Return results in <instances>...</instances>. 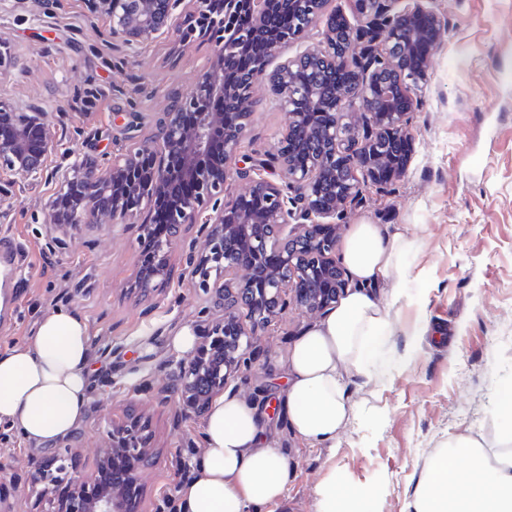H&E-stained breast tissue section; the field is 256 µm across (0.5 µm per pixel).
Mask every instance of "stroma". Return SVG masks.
<instances>
[{
	"mask_svg": "<svg viewBox=\"0 0 512 512\" xmlns=\"http://www.w3.org/2000/svg\"><path fill=\"white\" fill-rule=\"evenodd\" d=\"M445 23L410 117L413 150L391 192L370 187L347 224H412L419 245L408 260L406 295L392 313L394 333L367 375L353 380L356 420L335 448L309 446L287 425L285 356L311 316L289 307L264 326L260 349L235 380L287 454L294 477L288 512H321L324 493L368 487L375 512H402L431 455L459 435L498 444V386L512 382V0H433ZM111 20L84 0H0V99L47 113L54 149L36 182L8 173L0 193V351L29 336L43 313L76 310L86 321L93 368L84 425L51 449L25 445L0 423V466L15 479L0 491V512H56L59 490L39 496L31 459L65 453L70 471L89 473L113 423L135 415L146 426L155 466L140 475L139 512H155L185 483L179 463L196 464L203 422L178 420L160 403L175 367L170 338L202 330L221 310L197 288L188 260L201 242L182 229L168 280L150 295L134 287L137 224H83L50 236L46 204L55 170L74 157L111 163L156 132L170 91H192L212 57L209 42L162 38L113 45ZM284 117L268 87L254 93L237 153L276 154ZM430 333L413 337L419 321Z\"/></svg>",
	"mask_w": 512,
	"mask_h": 512,
	"instance_id": "35a3bbf8",
	"label": "stroma"
}]
</instances>
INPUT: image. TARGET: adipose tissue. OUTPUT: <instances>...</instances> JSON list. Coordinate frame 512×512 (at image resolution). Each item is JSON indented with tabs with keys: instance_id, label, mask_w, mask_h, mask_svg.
<instances>
[{
	"instance_id": "ef3b65f1",
	"label": "adipose tissue",
	"mask_w": 512,
	"mask_h": 512,
	"mask_svg": "<svg viewBox=\"0 0 512 512\" xmlns=\"http://www.w3.org/2000/svg\"><path fill=\"white\" fill-rule=\"evenodd\" d=\"M415 247L411 225H354L340 258L351 288L319 323L307 327L287 357L291 383L284 410L295 434L335 447L354 419L349 384L365 375L391 334V313ZM92 360L79 313L43 314L22 343L0 352V423L27 443L49 447L72 435L87 415ZM506 422L502 447L469 435L449 439L430 458L403 512H512V383L496 391ZM204 450L179 490L180 512H281L293 470L251 401L217 398L205 418Z\"/></svg>"
}]
</instances>
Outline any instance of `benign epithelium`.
I'll return each instance as SVG.
<instances>
[{"instance_id": "1", "label": "benign epithelium", "mask_w": 512, "mask_h": 512, "mask_svg": "<svg viewBox=\"0 0 512 512\" xmlns=\"http://www.w3.org/2000/svg\"><path fill=\"white\" fill-rule=\"evenodd\" d=\"M126 2L118 12L116 0H87L90 14L112 20L113 42L132 48L166 36L184 44L198 33L213 43V62L191 94L168 97L156 135L137 154L107 166L76 158L63 167L46 223L51 233L79 224L114 228L144 201L166 204L168 233L153 237L149 225H140L135 281L143 293L169 277L181 226L199 225L205 247L189 257L190 274L221 301L222 317L177 361V386L161 390L181 415L199 418L248 367L254 336L288 310V293L302 312L321 316L349 287V273L336 257L340 221L368 186L403 173L412 150L408 115L417 109L428 63L419 51L440 47L442 21L424 0H348L358 20L344 16L338 28L336 13H326L328 0H280L296 15L283 32L269 24V0H224L221 14L211 13L214 0H194L195 9L182 18L183 0ZM318 26V47L272 64L283 46ZM336 69L352 73L354 84L328 86L325 72ZM259 83L276 97L284 129L273 160L246 166L236 152ZM302 100L311 113L293 111ZM227 101L233 121L224 109H213ZM52 147L44 113L19 112L0 100V171L41 179ZM267 166L278 170L279 180L261 175ZM236 179L247 192L231 197ZM117 456L135 470L153 461L134 419L112 425L92 472L72 475L56 455L31 460V480L46 486L59 476L73 486L59 512H132L126 476L104 470Z\"/></svg>"}]
</instances>
